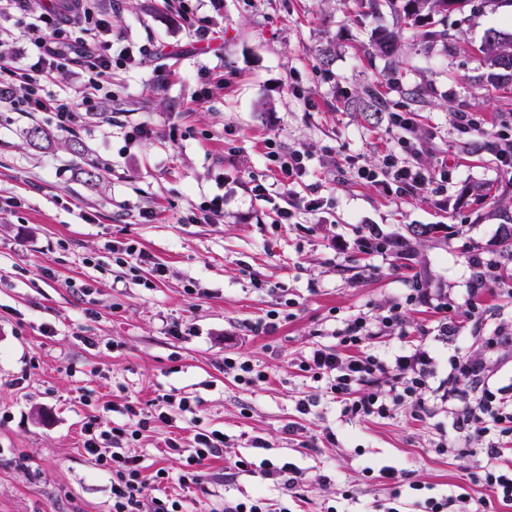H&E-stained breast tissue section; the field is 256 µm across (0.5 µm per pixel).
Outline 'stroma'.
I'll use <instances>...</instances> for the list:
<instances>
[{
    "label": "stroma",
    "mask_w": 512,
    "mask_h": 512,
    "mask_svg": "<svg viewBox=\"0 0 512 512\" xmlns=\"http://www.w3.org/2000/svg\"><path fill=\"white\" fill-rule=\"evenodd\" d=\"M112 38L132 60L112 70V95L98 99L72 130L47 112L0 106V512H111L112 475L82 449L89 417L124 424L120 407L150 408L172 394L196 402L202 427L224 434V453L202 468L199 485L170 479L160 490L187 512H224L228 501L257 496L283 512H377L388 496L382 470L403 472L400 512H420L418 486L446 496L468 487L484 464L486 438L452 430L447 405L431 401L421 418L402 407L387 418L351 419L301 371L313 347L336 343L344 319L378 315L414 282L471 300L473 253L497 252L499 228L512 225V173L499 168L482 137L463 138L456 116L484 130H512V85L478 83L476 57L487 30L512 33V7L452 13L456 48L429 56L404 41L399 59L369 54L372 30L393 24L390 11L356 18L343 0H100ZM213 39L195 37L191 16ZM334 44L324 65L321 51ZM397 69V83L383 79ZM211 87L200 98L201 87ZM429 90L423 101L413 87ZM375 93L385 110L356 106ZM406 113L424 145L427 168L448 164L442 192L399 195L358 176L399 151L402 132L388 115ZM147 123L155 134L129 142ZM54 136L31 148L32 125ZM308 153L289 193L267 201L272 184L265 143ZM82 143L84 154L71 146ZM237 155L238 167L228 163ZM224 200V215L197 220L203 201ZM295 210L274 223V206ZM409 224H444L447 236L412 244L407 267L393 251H367L358 240ZM144 260L117 263L116 246ZM512 259L480 302L481 331H439L432 301L408 308L400 336H378L369 353L385 359L426 350L435 381L465 352L483 361L493 388L512 392V348L482 345L512 321ZM291 316L270 335L252 327L281 303ZM250 361L265 377L238 384L225 358ZM320 400L309 414L298 399ZM296 433H289V425ZM458 450L438 454L441 435ZM268 441L257 449L254 438ZM193 444L188 417L156 422L130 443L146 472L178 468L166 443ZM250 463L234 469L236 459ZM291 460L303 472L299 497L263 475V460Z\"/></svg>",
    "instance_id": "35a3bbf8"
}]
</instances>
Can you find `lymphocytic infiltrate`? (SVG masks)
I'll return each instance as SVG.
<instances>
[{
  "label": "lymphocytic infiltrate",
  "mask_w": 512,
  "mask_h": 512,
  "mask_svg": "<svg viewBox=\"0 0 512 512\" xmlns=\"http://www.w3.org/2000/svg\"><path fill=\"white\" fill-rule=\"evenodd\" d=\"M32 0H0V15L17 10L31 14L26 34L33 46L32 57L24 64L0 65V82L23 88L18 103L22 112H50L62 129L68 130L83 111L93 107L98 92L112 82V64L127 60L126 52H113L112 30L101 18L98 0H47L39 13H32ZM76 65L81 86L72 95H54L49 83L59 69ZM266 158L281 178L271 185L257 184L258 196L268 192L284 194L296 178L306 170L307 154L299 149L280 150L276 140H268ZM359 177L366 183L385 190L397 189L414 193L438 189L446 179L443 168L426 169L417 161L388 154L382 171L362 168ZM422 289L415 288L404 301L391 305L379 324L367 316L355 315L338 329L337 347L314 348L304 362V372L317 381H327L328 390L344 404V413L352 418L387 417L399 407L410 406L414 416H421L434 390L429 384L432 371L425 353L398 358L388 364L379 357L361 352L366 339L378 335H398L404 330V307L421 302ZM488 369L483 362L465 353L455 355L448 374V384L441 395L453 414L457 432L477 431L489 443L483 454L486 462L481 473L470 474L473 485L490 491L500 502L512 506V464L503 460L502 437L512 434V395H496L488 387ZM390 378L388 394L376 392V383ZM165 411L153 414L133 405H125L122 413L128 421L109 425L99 417H91L83 428V449L96 465L112 474V512H183L180 500L155 496L152 485L164 482L169 473L156 470L145 476L139 457L126 452L125 443L149 431L154 420H171L173 413H194L189 398L162 397ZM190 452H183L176 441L168 447L178 455L180 484L196 485L202 479L204 461L219 456L224 448L220 430L198 429Z\"/></svg>",
  "instance_id": "obj_1"
}]
</instances>
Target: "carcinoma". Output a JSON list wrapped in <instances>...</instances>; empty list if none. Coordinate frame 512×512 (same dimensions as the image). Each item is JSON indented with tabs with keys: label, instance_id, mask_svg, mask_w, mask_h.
I'll list each match as a JSON object with an SVG mask.
<instances>
[{
	"label": "carcinoma",
	"instance_id": "1",
	"mask_svg": "<svg viewBox=\"0 0 512 512\" xmlns=\"http://www.w3.org/2000/svg\"><path fill=\"white\" fill-rule=\"evenodd\" d=\"M356 13L360 15L377 14L383 8H389L396 15V27L383 29L370 40L371 49L385 57L399 53L405 35L415 41L424 53H429L436 44L443 50L453 48V35L450 34L444 20L448 13L467 6L471 12H480L486 8L495 10L512 0H352ZM479 66L483 69L480 78L496 86L512 82V34L495 29L488 30L478 49ZM438 225L422 224L407 226L409 235L417 241H426L437 232Z\"/></svg>",
	"mask_w": 512,
	"mask_h": 512
}]
</instances>
